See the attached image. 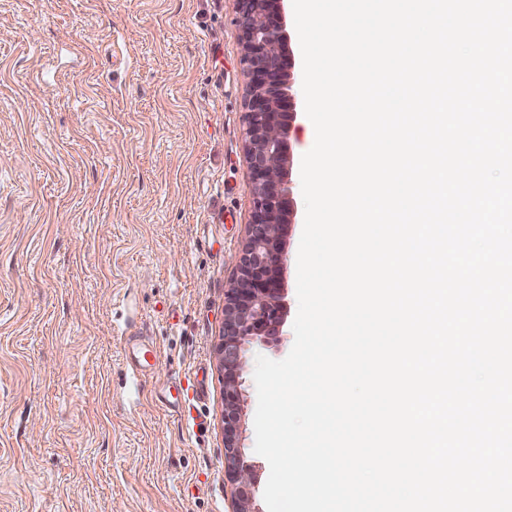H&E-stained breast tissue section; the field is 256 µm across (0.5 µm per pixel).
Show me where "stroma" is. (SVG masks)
<instances>
[{
  "label": "stroma",
  "instance_id": "stroma-1",
  "mask_svg": "<svg viewBox=\"0 0 512 512\" xmlns=\"http://www.w3.org/2000/svg\"><path fill=\"white\" fill-rule=\"evenodd\" d=\"M233 0H0V512H232L224 294L253 210ZM285 313L307 150L291 80ZM157 356L132 387L124 338ZM178 377L204 399L177 412Z\"/></svg>",
  "mask_w": 512,
  "mask_h": 512
}]
</instances>
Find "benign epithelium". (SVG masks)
<instances>
[{
	"label": "benign epithelium",
	"instance_id": "benign-epithelium-1",
	"mask_svg": "<svg viewBox=\"0 0 512 512\" xmlns=\"http://www.w3.org/2000/svg\"><path fill=\"white\" fill-rule=\"evenodd\" d=\"M284 0H234L249 78L246 159L254 209L249 234L226 293L224 334V456L235 487L234 512H263L257 491L262 467L241 451L242 375L247 352L269 344L283 321L284 229L295 208L288 185V125L296 117L287 88L293 59L280 34Z\"/></svg>",
	"mask_w": 512,
	"mask_h": 512
}]
</instances>
